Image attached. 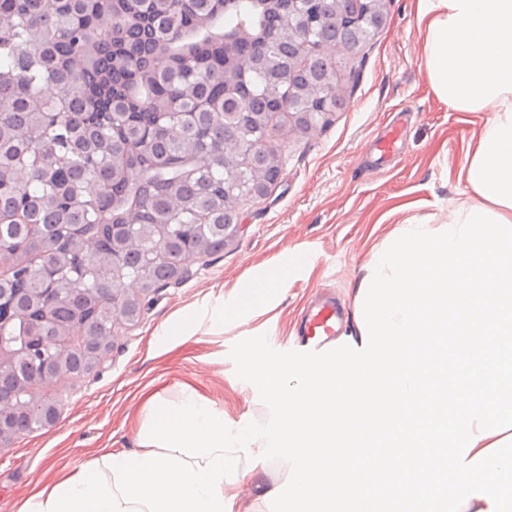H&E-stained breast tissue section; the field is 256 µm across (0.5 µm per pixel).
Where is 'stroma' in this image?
Instances as JSON below:
<instances>
[{
    "label": "stroma",
    "mask_w": 512,
    "mask_h": 512,
    "mask_svg": "<svg viewBox=\"0 0 512 512\" xmlns=\"http://www.w3.org/2000/svg\"><path fill=\"white\" fill-rule=\"evenodd\" d=\"M416 2L388 0L387 24L363 55L333 50L346 108L304 136L278 129V183L265 199L240 206V229L223 252L195 260L186 282L152 293L136 325H115L112 350L93 373L34 387L36 398L61 402V415L55 426L0 446V512H16L36 487L101 449L138 448L153 392L190 387L223 409L232 428L268 418L250 383L247 348L260 342L269 359L305 365L291 343L312 295L324 289L353 304L365 265L388 238L410 223L439 225L461 202L463 167L487 115L451 111L433 91ZM354 68L361 71L355 85ZM401 111V153L374 165L367 145ZM277 266L288 277L270 308L220 327L203 322L187 336H160L163 324ZM287 476L284 459L258 465L241 480L245 492L233 512H277L262 493Z\"/></svg>",
    "instance_id": "obj_1"
}]
</instances>
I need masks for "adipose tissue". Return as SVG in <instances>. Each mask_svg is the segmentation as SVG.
Here are the masks:
<instances>
[{
	"instance_id": "1",
	"label": "adipose tissue",
	"mask_w": 512,
	"mask_h": 512,
	"mask_svg": "<svg viewBox=\"0 0 512 512\" xmlns=\"http://www.w3.org/2000/svg\"><path fill=\"white\" fill-rule=\"evenodd\" d=\"M425 65L455 112L488 119L469 196L438 228L407 224L354 296L350 358L297 369L248 358L271 416L228 431L195 390L154 394L140 447L89 458L19 512H230L231 487L270 457L284 512H512V0H417ZM287 268L203 315L267 302Z\"/></svg>"
}]
</instances>
